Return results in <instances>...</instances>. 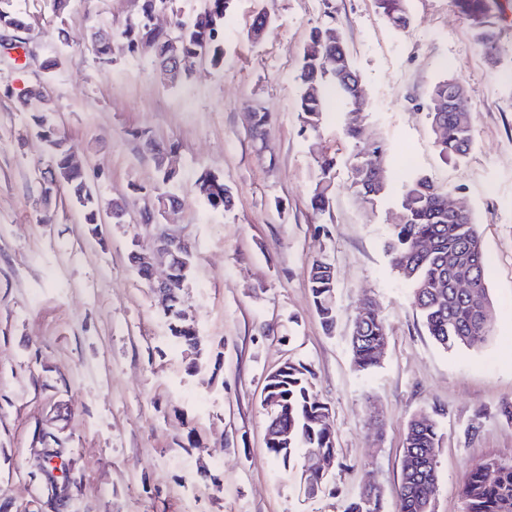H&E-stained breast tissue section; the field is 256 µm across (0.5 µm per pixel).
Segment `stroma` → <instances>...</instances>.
<instances>
[{"instance_id":"1","label":"stroma","mask_w":512,"mask_h":512,"mask_svg":"<svg viewBox=\"0 0 512 512\" xmlns=\"http://www.w3.org/2000/svg\"><path fill=\"white\" fill-rule=\"evenodd\" d=\"M43 55L69 62L47 107L65 130L101 207L127 203L122 223L83 224L69 199L42 223L39 172L47 146L16 96L37 66L0 61V512H344L368 485L382 512H399L407 423L439 425L434 512H461L469 467L512 459V0H491L498 62L489 64L453 0H407L410 25L392 28L375 0H234L224 61L199 59L170 85L151 53L113 39L103 64L90 27L122 26L138 0H73L67 44L53 38L52 0H15ZM270 27L250 35L256 13ZM339 30L362 79L364 120L348 141L339 102L318 133L302 132L298 74L313 27ZM461 79L474 147L442 160L426 118L431 85ZM266 114L262 131L252 116ZM178 147L176 230L193 249L183 296L203 338L193 356L171 336L163 309L128 260L147 243L141 214L158 185L150 142ZM385 147L388 192L365 202L351 161ZM335 160L332 203L310 207L315 150ZM232 191L227 210L196 194L201 172ZM428 176L470 212L487 256L492 333L479 347L444 350L428 335L411 289L390 265L395 198ZM336 270V325L325 331L309 271ZM388 330L378 365L355 367L349 336L363 298ZM294 360L312 370L332 410L336 456L306 496L299 467L265 447L267 375ZM54 454L63 471L43 469Z\"/></svg>"}]
</instances>
